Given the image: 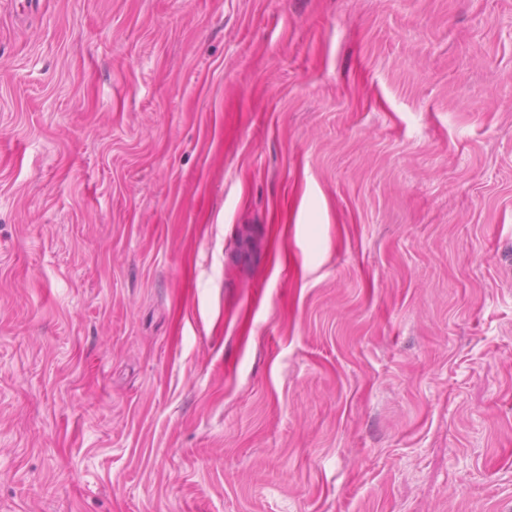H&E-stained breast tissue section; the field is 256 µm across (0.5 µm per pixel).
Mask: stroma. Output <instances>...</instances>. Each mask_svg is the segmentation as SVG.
Wrapping results in <instances>:
<instances>
[{"label": "stroma", "instance_id": "obj_1", "mask_svg": "<svg viewBox=\"0 0 512 512\" xmlns=\"http://www.w3.org/2000/svg\"><path fill=\"white\" fill-rule=\"evenodd\" d=\"M0 512H512V0H0Z\"/></svg>", "mask_w": 512, "mask_h": 512}]
</instances>
